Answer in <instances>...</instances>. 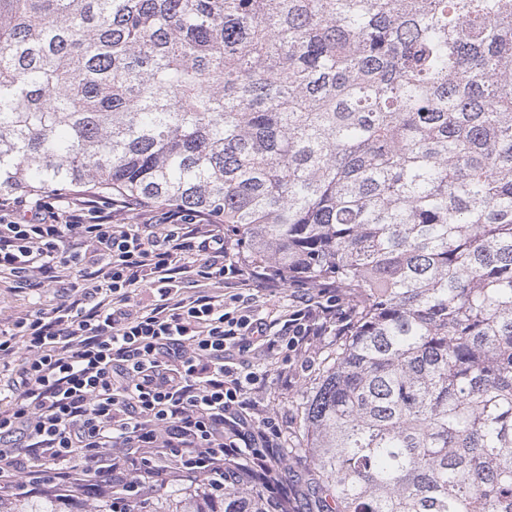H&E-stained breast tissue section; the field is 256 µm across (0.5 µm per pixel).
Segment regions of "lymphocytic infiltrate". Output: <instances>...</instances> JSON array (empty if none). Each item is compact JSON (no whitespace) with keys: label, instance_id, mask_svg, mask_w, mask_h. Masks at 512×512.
Masks as SVG:
<instances>
[{"label":"lymphocytic infiltrate","instance_id":"lymphocytic-infiltrate-1","mask_svg":"<svg viewBox=\"0 0 512 512\" xmlns=\"http://www.w3.org/2000/svg\"><path fill=\"white\" fill-rule=\"evenodd\" d=\"M201 222L123 198L0 199V282L61 294L0 328L1 490L135 512L158 482L258 484L284 512L286 433L242 358L312 370V346L343 338L353 308L301 284L276 322L258 317L256 292L278 278Z\"/></svg>","mask_w":512,"mask_h":512}]
</instances>
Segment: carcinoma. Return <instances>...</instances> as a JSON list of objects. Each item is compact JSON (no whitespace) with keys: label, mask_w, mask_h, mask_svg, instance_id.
I'll use <instances>...</instances> for the list:
<instances>
[{"label":"carcinoma","mask_w":512,"mask_h":512,"mask_svg":"<svg viewBox=\"0 0 512 512\" xmlns=\"http://www.w3.org/2000/svg\"><path fill=\"white\" fill-rule=\"evenodd\" d=\"M52 190L353 292L289 449L321 512H512V0H0V195Z\"/></svg>","instance_id":"cac0c4a2"}]
</instances>
